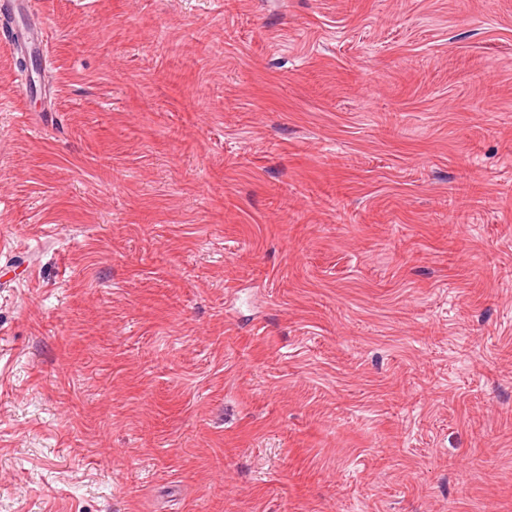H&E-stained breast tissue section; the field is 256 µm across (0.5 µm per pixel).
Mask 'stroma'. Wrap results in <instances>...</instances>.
<instances>
[{
  "label": "stroma",
  "mask_w": 512,
  "mask_h": 512,
  "mask_svg": "<svg viewBox=\"0 0 512 512\" xmlns=\"http://www.w3.org/2000/svg\"><path fill=\"white\" fill-rule=\"evenodd\" d=\"M0 0V512H512V0Z\"/></svg>",
  "instance_id": "obj_1"
}]
</instances>
